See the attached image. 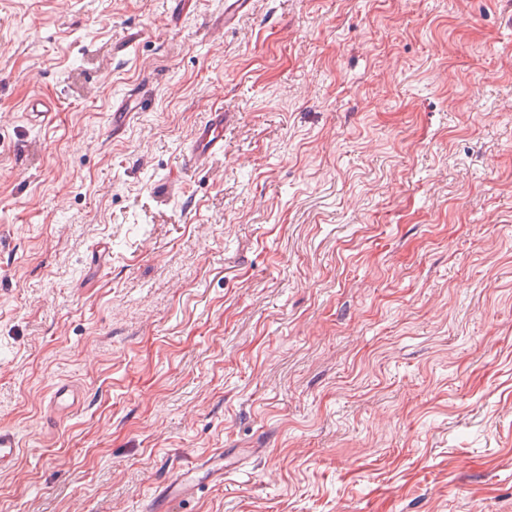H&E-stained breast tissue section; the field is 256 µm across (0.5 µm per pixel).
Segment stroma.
<instances>
[{
	"mask_svg": "<svg viewBox=\"0 0 512 512\" xmlns=\"http://www.w3.org/2000/svg\"><path fill=\"white\" fill-rule=\"evenodd\" d=\"M1 428L0 512H512V0H0ZM144 102L137 99L123 101L115 112H112V132L121 133L135 114L143 108ZM229 116L223 107L206 110L183 155L182 165L188 175L206 168L216 157L224 154V122ZM20 447L15 433L0 430V471L13 468L19 458ZM197 486L181 476L166 485L157 487L145 510L147 512H170L171 506L177 498L182 500L189 498L194 494Z\"/></svg>",
	"mask_w": 512,
	"mask_h": 512,
	"instance_id": "35a3bbf8",
	"label": "stroma"
}]
</instances>
